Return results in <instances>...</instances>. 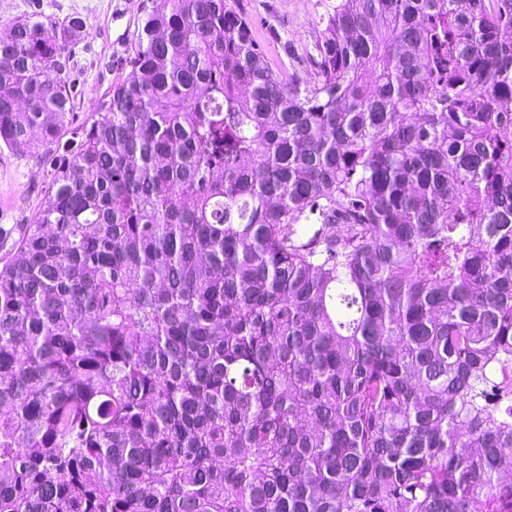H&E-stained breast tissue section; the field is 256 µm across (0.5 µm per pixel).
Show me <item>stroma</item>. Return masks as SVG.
Wrapping results in <instances>:
<instances>
[{
	"label": "stroma",
	"mask_w": 512,
	"mask_h": 512,
	"mask_svg": "<svg viewBox=\"0 0 512 512\" xmlns=\"http://www.w3.org/2000/svg\"><path fill=\"white\" fill-rule=\"evenodd\" d=\"M144 0H0V23L33 11L56 20L81 18L86 36L71 49L76 80L75 123L89 118L129 70L124 65L143 16ZM336 0H237L254 35L272 59L302 57L318 21ZM55 155L41 144L21 151L0 148V259H6L44 201Z\"/></svg>",
	"instance_id": "1"
}]
</instances>
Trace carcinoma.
<instances>
[{"mask_svg":"<svg viewBox=\"0 0 512 512\" xmlns=\"http://www.w3.org/2000/svg\"><path fill=\"white\" fill-rule=\"evenodd\" d=\"M146 0L0 263V512H512V0H336L301 76ZM78 17L0 26V144Z\"/></svg>","mask_w":512,"mask_h":512,"instance_id":"cac0c4a2","label":"carcinoma"}]
</instances>
